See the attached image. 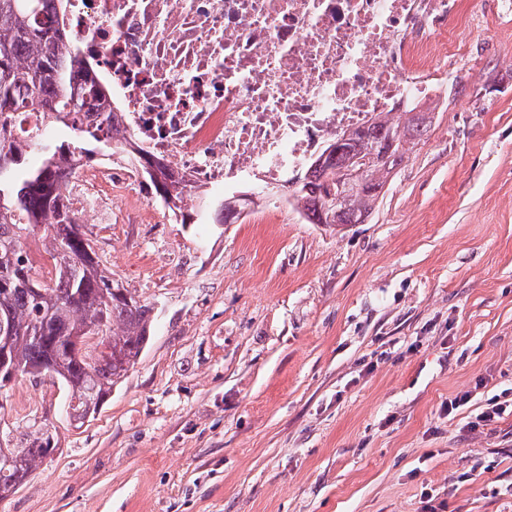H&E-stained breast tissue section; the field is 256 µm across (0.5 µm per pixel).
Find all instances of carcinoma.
<instances>
[{
  "mask_svg": "<svg viewBox=\"0 0 512 512\" xmlns=\"http://www.w3.org/2000/svg\"><path fill=\"white\" fill-rule=\"evenodd\" d=\"M60 5L62 0H0V316L12 328L3 372L35 377L42 368H56L68 408L79 418L89 404L103 403L134 366L150 338L153 308L105 274L63 193L68 158L89 160L98 150L116 151L117 145L102 133L111 120L108 100L88 78L83 52L60 27ZM87 97L97 99L105 113L96 125L81 118ZM34 100L72 136L55 145L49 140L28 144L41 151L42 161L22 172L23 150L14 147L8 126L12 113ZM430 126L429 112H387L362 129L336 135L321 153L323 163L290 180L306 221L336 227L364 223L408 145L420 141ZM353 150L368 158L365 183L336 209L325 193L336 173L348 166ZM134 167L149 182L154 201L175 221L187 223L178 207L185 189L166 175L156 176L147 156L135 159ZM241 207L242 198L226 199L207 216L213 224H234ZM28 232L49 242L46 253L54 261V276L40 275L29 263L23 249ZM35 288L41 289L38 297ZM92 331L111 341V355L89 361L76 348L75 338ZM55 451L46 432L33 434L26 448L0 447V498L14 493L37 462Z\"/></svg>",
  "mask_w": 512,
  "mask_h": 512,
  "instance_id": "carcinoma-1",
  "label": "carcinoma"
}]
</instances>
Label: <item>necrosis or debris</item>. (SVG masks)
<instances>
[{"label": "necrosis or debris", "mask_w": 512, "mask_h": 512, "mask_svg": "<svg viewBox=\"0 0 512 512\" xmlns=\"http://www.w3.org/2000/svg\"><path fill=\"white\" fill-rule=\"evenodd\" d=\"M70 37L126 156L150 154L188 197L246 179L288 183L336 134L444 101L463 44L461 0H64ZM138 175L75 159L65 195L82 224Z\"/></svg>", "instance_id": "obj_1"}]
</instances>
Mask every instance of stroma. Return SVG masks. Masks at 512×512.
Returning a JSON list of instances; mask_svg holds the SVG:
<instances>
[{"mask_svg":"<svg viewBox=\"0 0 512 512\" xmlns=\"http://www.w3.org/2000/svg\"><path fill=\"white\" fill-rule=\"evenodd\" d=\"M482 0L471 60L365 223L283 209L171 222L148 187L85 231L155 314L94 417L26 376L0 388V446L51 417L57 452L0 512H512V16ZM469 393L454 415L448 398Z\"/></svg>","mask_w":512,"mask_h":512,"instance_id":"1","label":"stroma"}]
</instances>
